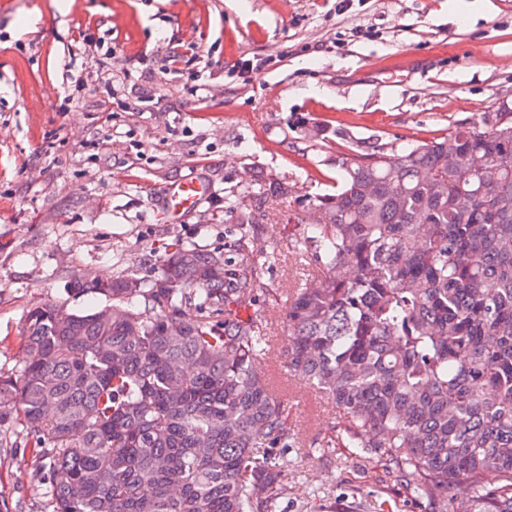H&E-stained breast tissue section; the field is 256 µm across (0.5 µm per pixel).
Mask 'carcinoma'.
<instances>
[{"label": "carcinoma", "instance_id": "cac0c4a2", "mask_svg": "<svg viewBox=\"0 0 512 512\" xmlns=\"http://www.w3.org/2000/svg\"><path fill=\"white\" fill-rule=\"evenodd\" d=\"M335 165L336 191L286 245L318 265L288 291L284 367L336 405L323 446L362 449L382 469L372 484L432 512L461 485L473 512H512V112L399 149L348 146ZM251 223L166 255L147 282L70 281L105 310L27 311V362L0 374V406L39 449L52 512H284L297 442L256 368L275 347L257 305L281 249Z\"/></svg>", "mask_w": 512, "mask_h": 512}]
</instances>
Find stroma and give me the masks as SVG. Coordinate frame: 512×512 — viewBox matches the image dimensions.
<instances>
[{
	"instance_id": "stroma-1",
	"label": "stroma",
	"mask_w": 512,
	"mask_h": 512,
	"mask_svg": "<svg viewBox=\"0 0 512 512\" xmlns=\"http://www.w3.org/2000/svg\"><path fill=\"white\" fill-rule=\"evenodd\" d=\"M183 44L199 58L167 72ZM509 90L512 0H0V373L24 367L31 306L106 304L74 295L72 277L150 280L175 247L223 246L242 210L261 241L285 244L332 191L342 141L402 146L478 125ZM313 124L329 133L315 150L302 136ZM270 176L286 199L243 195ZM189 178L208 197L166 223L163 190ZM305 272L285 253L264 275L277 291L258 305L276 324L266 373L282 371L284 292ZM285 394L300 442L289 478L331 488L323 512H370L364 453L320 445L335 408L300 381ZM0 512H51L13 419L0 423Z\"/></svg>"
}]
</instances>
